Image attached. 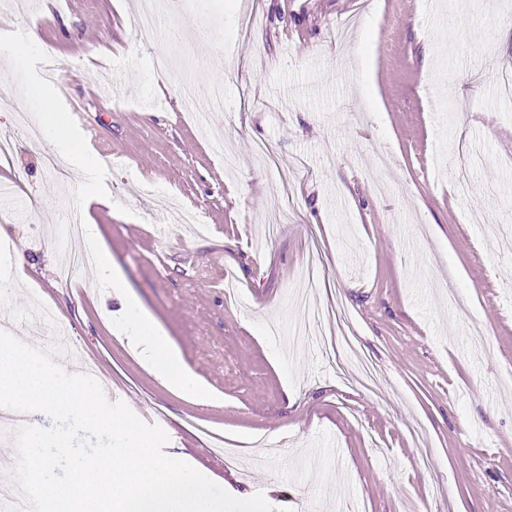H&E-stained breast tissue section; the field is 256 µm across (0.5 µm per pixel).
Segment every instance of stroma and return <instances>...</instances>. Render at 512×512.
Masks as SVG:
<instances>
[{"label": "stroma", "instance_id": "stroma-1", "mask_svg": "<svg viewBox=\"0 0 512 512\" xmlns=\"http://www.w3.org/2000/svg\"><path fill=\"white\" fill-rule=\"evenodd\" d=\"M34 2L29 24L0 0V34L36 29L51 65L76 76L68 100L112 201L89 214L127 292L60 282L79 182L45 169L35 121L15 122L23 103L0 58V137L21 186L0 199L11 333L44 347L51 330L33 318L50 308L69 354L97 359L101 381L166 431V454L234 496L263 492L281 512H512V253L496 239L512 225V100L495 85L512 73V0H156L147 44L144 0ZM216 84L224 109L211 113ZM260 146L302 166L290 192ZM147 183L157 201L142 199ZM29 193L40 210L23 208ZM288 196L298 221L266 238ZM191 207L206 233L176 223ZM313 250L312 307H340L374 390L314 336L293 343ZM130 298L213 400L165 385L118 334ZM473 316L487 330L478 352ZM214 433L248 444L241 468L213 453Z\"/></svg>", "mask_w": 512, "mask_h": 512}]
</instances>
